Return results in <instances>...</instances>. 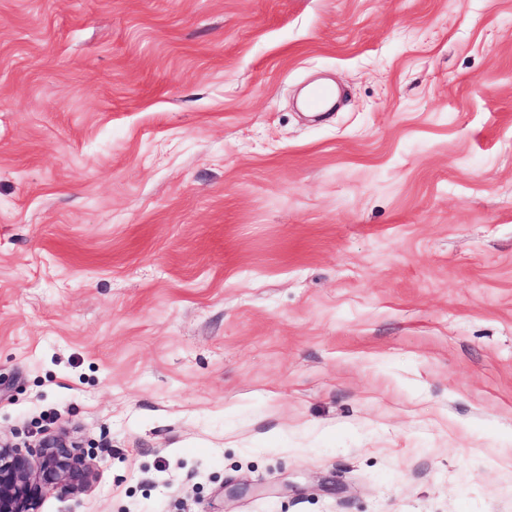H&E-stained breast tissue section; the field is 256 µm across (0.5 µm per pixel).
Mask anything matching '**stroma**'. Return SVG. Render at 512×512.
<instances>
[{"instance_id": "obj_1", "label": "stroma", "mask_w": 512, "mask_h": 512, "mask_svg": "<svg viewBox=\"0 0 512 512\" xmlns=\"http://www.w3.org/2000/svg\"><path fill=\"white\" fill-rule=\"evenodd\" d=\"M62 428L40 512H512V0H0V439Z\"/></svg>"}]
</instances>
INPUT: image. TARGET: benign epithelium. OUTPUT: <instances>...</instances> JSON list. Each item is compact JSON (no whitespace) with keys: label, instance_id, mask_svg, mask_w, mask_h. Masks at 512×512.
<instances>
[{"label":"benign epithelium","instance_id":"1","mask_svg":"<svg viewBox=\"0 0 512 512\" xmlns=\"http://www.w3.org/2000/svg\"><path fill=\"white\" fill-rule=\"evenodd\" d=\"M92 477L84 455L62 432L41 441L35 463L0 442V512H38L44 489L79 490L88 487Z\"/></svg>","mask_w":512,"mask_h":512}]
</instances>
